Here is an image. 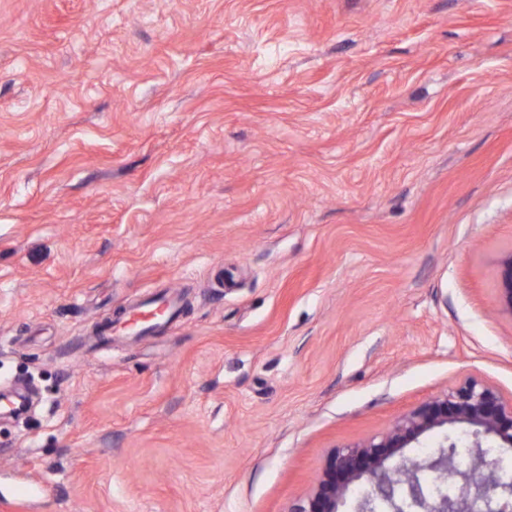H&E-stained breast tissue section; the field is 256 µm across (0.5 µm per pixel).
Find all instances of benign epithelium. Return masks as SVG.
I'll list each match as a JSON object with an SVG mask.
<instances>
[{
    "label": "benign epithelium",
    "instance_id": "7a95c632",
    "mask_svg": "<svg viewBox=\"0 0 512 512\" xmlns=\"http://www.w3.org/2000/svg\"><path fill=\"white\" fill-rule=\"evenodd\" d=\"M496 304L512 318V246L496 260ZM444 432L435 457L402 460L391 465L394 452L419 442L431 432ZM470 462H457L460 443ZM512 449V406L493 386L474 377L399 419L386 433L354 446L333 449L309 491L292 503L288 512H340L352 487L362 485L355 512H512V478L503 479L499 463L486 470L489 449ZM437 474L436 482L453 478L458 492L433 488L424 473Z\"/></svg>",
    "mask_w": 512,
    "mask_h": 512
}]
</instances>
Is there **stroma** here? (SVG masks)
<instances>
[{"instance_id": "1", "label": "stroma", "mask_w": 512, "mask_h": 512, "mask_svg": "<svg viewBox=\"0 0 512 512\" xmlns=\"http://www.w3.org/2000/svg\"><path fill=\"white\" fill-rule=\"evenodd\" d=\"M509 245L512 0H0V494L51 488L0 512H288L511 401ZM495 264L497 308L512 319V245L498 254ZM179 308L176 298L161 296L136 306L122 321L104 324L99 333L109 341H112V334L139 336L151 331L157 324L173 322L179 314Z\"/></svg>"}]
</instances>
